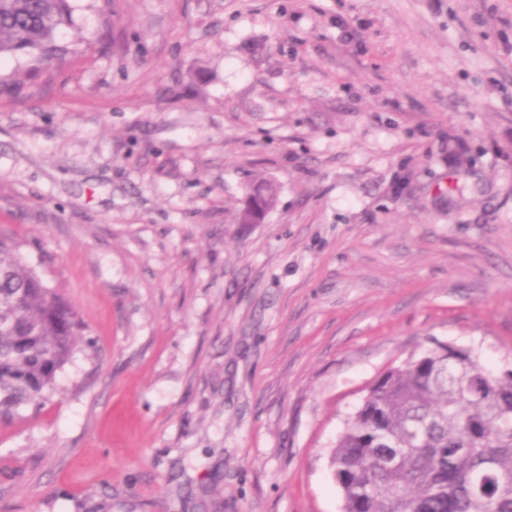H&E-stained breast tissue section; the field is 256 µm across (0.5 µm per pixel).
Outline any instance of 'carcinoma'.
<instances>
[{
  "mask_svg": "<svg viewBox=\"0 0 512 512\" xmlns=\"http://www.w3.org/2000/svg\"><path fill=\"white\" fill-rule=\"evenodd\" d=\"M73 31L62 40L63 29ZM85 38L70 0H0V56L72 62ZM26 79L0 74V96ZM0 232V424L25 419L70 359L81 323L59 289L17 255ZM436 342L390 368L330 455L343 512H512V370L493 375L472 351Z\"/></svg>",
  "mask_w": 512,
  "mask_h": 512,
  "instance_id": "obj_1",
  "label": "carcinoma"
}]
</instances>
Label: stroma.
I'll return each mask as SVG.
<instances>
[{
  "label": "stroma",
  "instance_id": "1",
  "mask_svg": "<svg viewBox=\"0 0 512 512\" xmlns=\"http://www.w3.org/2000/svg\"><path fill=\"white\" fill-rule=\"evenodd\" d=\"M71 5L84 56L0 98V229L82 323L0 512H342L383 373L512 369V0Z\"/></svg>",
  "mask_w": 512,
  "mask_h": 512
}]
</instances>
